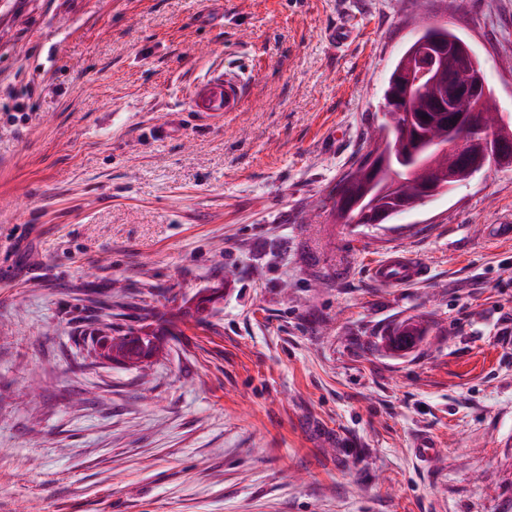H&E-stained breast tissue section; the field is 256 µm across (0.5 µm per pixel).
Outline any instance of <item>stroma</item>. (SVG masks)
I'll use <instances>...</instances> for the list:
<instances>
[{
	"instance_id": "1",
	"label": "stroma",
	"mask_w": 512,
	"mask_h": 512,
	"mask_svg": "<svg viewBox=\"0 0 512 512\" xmlns=\"http://www.w3.org/2000/svg\"><path fill=\"white\" fill-rule=\"evenodd\" d=\"M426 21L512 117V0H0V512H512V168L331 213ZM371 277L382 285H406L421 279V267L406 255H391L370 266ZM148 325L141 326L139 329H129L124 333L128 336L123 356L134 364L135 360L141 357L152 356L157 350V339L154 332L148 330Z\"/></svg>"
}]
</instances>
